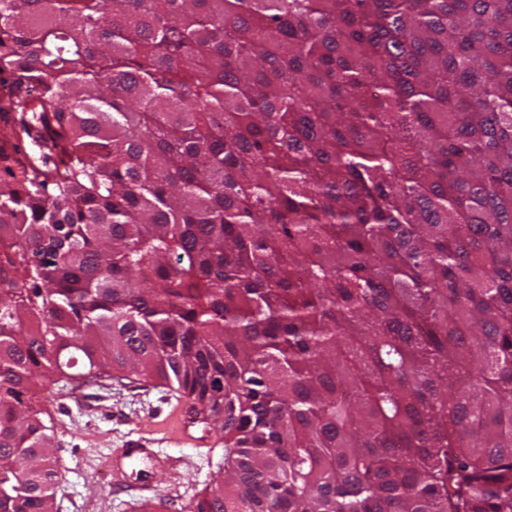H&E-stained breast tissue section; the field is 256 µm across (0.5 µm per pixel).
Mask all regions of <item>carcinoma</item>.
<instances>
[{
    "label": "carcinoma",
    "mask_w": 512,
    "mask_h": 512,
    "mask_svg": "<svg viewBox=\"0 0 512 512\" xmlns=\"http://www.w3.org/2000/svg\"><path fill=\"white\" fill-rule=\"evenodd\" d=\"M0 83V512L114 374L189 512H512V0H0Z\"/></svg>",
    "instance_id": "obj_1"
}]
</instances>
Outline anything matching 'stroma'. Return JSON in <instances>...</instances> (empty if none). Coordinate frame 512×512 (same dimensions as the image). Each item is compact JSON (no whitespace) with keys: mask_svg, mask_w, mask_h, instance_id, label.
I'll list each match as a JSON object with an SVG mask.
<instances>
[{"mask_svg":"<svg viewBox=\"0 0 512 512\" xmlns=\"http://www.w3.org/2000/svg\"><path fill=\"white\" fill-rule=\"evenodd\" d=\"M180 400L176 391L136 377L69 385L49 395L44 407L54 421L51 445L62 464L57 512H136L137 477L127 476V490L117 492L104 466L131 439L160 450L162 463L146 471L158 496L168 500V512H186L207 486L222 480L224 443L218 436L197 449L189 438L170 434Z\"/></svg>","mask_w":512,"mask_h":512,"instance_id":"35a3bbf8","label":"stroma"}]
</instances>
